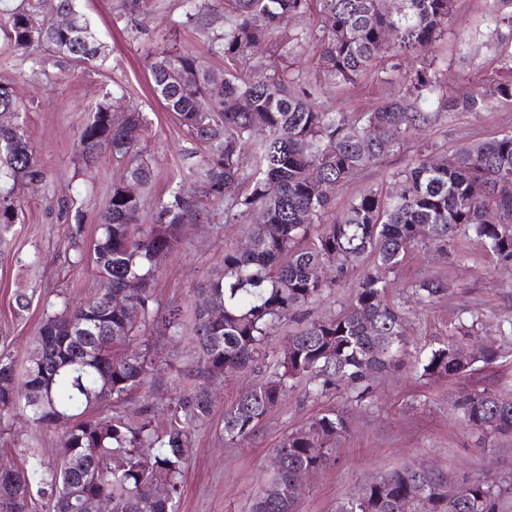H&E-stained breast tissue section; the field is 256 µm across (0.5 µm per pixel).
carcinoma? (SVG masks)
I'll list each match as a JSON object with an SVG mask.
<instances>
[{
    "label": "carcinoma",
    "instance_id": "carcinoma-1",
    "mask_svg": "<svg viewBox=\"0 0 512 512\" xmlns=\"http://www.w3.org/2000/svg\"><path fill=\"white\" fill-rule=\"evenodd\" d=\"M495 28L512 30V0H494ZM224 34L210 38V50L224 59V78L215 81L198 56L172 48L149 59L154 96L207 153L198 172L197 200L232 199L224 218L239 222L261 210L265 222L252 225L250 245L224 251V273L198 289L193 339L199 351L197 375L202 383L169 406L167 428L157 432L149 421L126 414L102 416L95 409L120 407L143 387L152 371L149 349L139 333L156 321L151 283L158 272L155 258L176 246L181 224L196 205L180 193L162 204L152 223L139 224L142 196L127 192L119 181L100 215V235L90 263L102 288L83 304L62 308L43 319L29 358L22 390L14 385V365L0 356V415L30 410L40 427L65 429L61 458L46 461L33 453L23 468L0 463V512H29L32 496L49 497L52 512H80L78 494L101 491L112 498V512H178L190 431L212 411L205 381L225 369L250 367L278 325L292 321V348L273 364L270 376L242 395L224 412V439L248 438L275 409L288 384L306 381L317 393L346 388L366 398L377 374L405 367L408 343L404 317L385 295L388 274L416 246L446 250L457 238L473 235L500 265L512 263V133L463 147L441 162L419 158L399 173L401 190L386 199L373 190L356 195L339 216L328 217L336 192L353 175L401 147L410 131L437 119L444 110L477 111L489 98L512 100V65L479 95L453 99L442 90L434 62L420 56L448 25L452 0H401L395 12L382 0H223ZM317 5L319 27L313 34L318 65L337 83L353 84L382 53L392 50L417 60L406 77L414 105L398 99L351 117L326 112L313 103L314 91L273 69L258 79L238 73L241 64L281 29L289 18ZM72 15L75 27L60 29L41 16V0H20L0 23L16 50L34 44L77 63L101 57L92 20L75 0H56ZM393 33L392 43L385 42ZM251 111L240 110V100ZM111 94L106 92L83 124L75 151L87 165L110 153L127 163L125 177L144 188L152 167L139 149L149 120L130 111L123 122L110 120ZM21 109L13 87L0 83V181L13 184L44 178L25 130L15 118ZM381 136L367 143L368 130ZM254 172L245 175L246 167ZM318 170L319 180L310 179ZM14 187H0V226L16 223ZM330 254L339 259L336 279L321 276ZM363 258L370 266L340 312L305 320L303 309L341 280L348 267ZM138 282L137 300L112 310V335L104 332L112 295L127 282ZM434 299L443 291L435 280L415 285ZM218 299L223 313L211 318L208 303ZM477 318L458 321L448 340L432 347L414 365L420 376L460 378L477 362L499 358L493 348L475 351L462 362L455 355L460 339L473 334ZM180 309L162 320L165 334L182 332ZM465 427L487 439L512 437V390L464 389L453 400ZM348 432L344 415L330 410L295 429L275 449L267 483L275 500L262 494L251 512H295L294 474L318 471L337 461ZM81 459L92 471H78ZM169 486L171 496L156 499L153 482ZM512 484L474 478L465 500L448 499V477L399 468L363 484L339 512H395L403 500L415 501V512H500Z\"/></svg>",
    "mask_w": 512,
    "mask_h": 512
}]
</instances>
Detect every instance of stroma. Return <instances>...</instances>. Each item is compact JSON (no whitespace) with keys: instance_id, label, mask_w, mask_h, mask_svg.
Masks as SVG:
<instances>
[{"instance_id":"obj_1","label":"stroma","mask_w":512,"mask_h":512,"mask_svg":"<svg viewBox=\"0 0 512 512\" xmlns=\"http://www.w3.org/2000/svg\"><path fill=\"white\" fill-rule=\"evenodd\" d=\"M78 6L96 23L103 44L99 61L78 64L37 45L17 51L0 36V82L18 93L23 104L18 122L45 173L42 181L18 185L19 218L8 231H0V355L13 361L19 376L25 373L45 314L60 309L63 302L86 300L101 287L87 256L112 185L122 179L125 167L106 154L88 168L76 154L91 109L108 92L119 113L137 108L150 121L140 141L154 172L142 195L140 221L148 224L172 189L193 196V170L205 148L195 145L154 97L146 58L174 43L201 56L209 71H224L223 58L209 51L213 32L224 27L220 0H140L134 12L123 0H78ZM491 6L492 0H453L446 34L424 52L443 73L450 95L481 93L512 59V31L493 30L488 22ZM315 21L309 13L290 19L262 51L259 66L247 69V76L260 75L265 66H289L294 78L316 88L318 105L351 116L404 96L410 61L403 57L383 58L376 70L353 85L326 80L311 43L303 39ZM510 132L512 102L492 99L476 112L444 113L408 136L400 149L357 172L337 191L333 210L341 212L366 189L397 194L398 173L419 156L438 161L467 144ZM223 210L220 201L203 205L197 220L182 225L177 246L159 259L153 284L158 314L178 308L184 322H192L196 288L223 269L225 250L247 242L249 224L224 222ZM364 270L361 264L350 268L308 307V318L342 310ZM425 278L446 286L430 302L419 301L414 293L415 284ZM387 282V299L406 317L408 370L375 377L371 398L361 403L343 389L321 395L305 383L294 384L251 437L226 442L224 411L269 375L288 343L289 328L280 326L252 368L212 384V412L192 432L179 512H249L266 486L274 448L288 432L330 409L345 414L349 431L336 464L312 479L298 512H337L360 485L399 467H425L458 480L489 476L512 482V438L479 447L477 437L452 410L462 389L512 386V336L497 330L503 319L512 317V271L497 266L476 239L461 237L448 254L410 251ZM20 294L27 307H18L15 298ZM465 309L481 319L479 340L498 348L500 358L477 363L475 372L462 378L419 377L412 363L447 339ZM144 336L155 370L145 388L130 396L126 409L143 411L145 419L161 429L169 405L198 384V355L190 330L171 338L149 324ZM63 441V429L38 428L19 412L0 416V460L20 465L35 452L52 461L59 458Z\"/></svg>"}]
</instances>
